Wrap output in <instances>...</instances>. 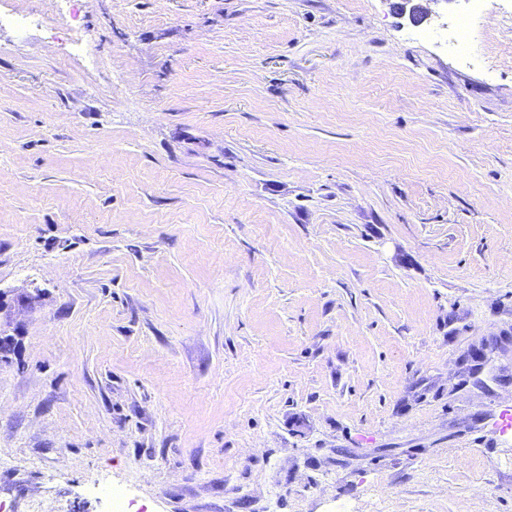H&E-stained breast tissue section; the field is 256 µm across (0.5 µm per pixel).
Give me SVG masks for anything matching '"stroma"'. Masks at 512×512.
Here are the masks:
<instances>
[{"label": "stroma", "mask_w": 512, "mask_h": 512, "mask_svg": "<svg viewBox=\"0 0 512 512\" xmlns=\"http://www.w3.org/2000/svg\"><path fill=\"white\" fill-rule=\"evenodd\" d=\"M394 2L7 0L0 512H512V32ZM472 4L468 15L460 18L450 29H445V43L448 50L456 54L467 55L465 50L469 46L470 31L476 20L485 18L493 13V0H469Z\"/></svg>", "instance_id": "35a3bbf8"}]
</instances>
